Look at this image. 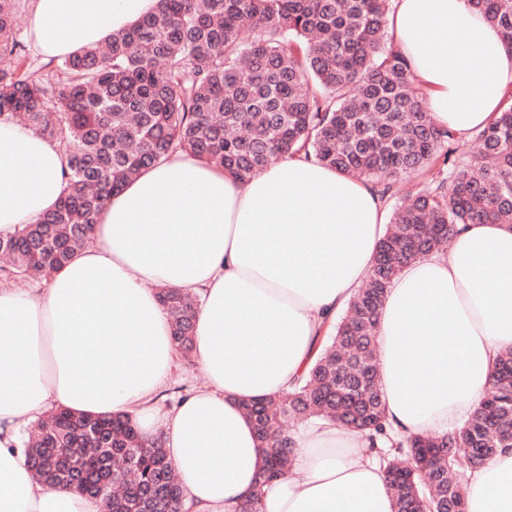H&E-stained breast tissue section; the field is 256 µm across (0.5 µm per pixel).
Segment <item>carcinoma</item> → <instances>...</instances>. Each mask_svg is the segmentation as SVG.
I'll use <instances>...</instances> for the list:
<instances>
[{
    "label": "carcinoma",
    "instance_id": "cac0c4a2",
    "mask_svg": "<svg viewBox=\"0 0 512 512\" xmlns=\"http://www.w3.org/2000/svg\"><path fill=\"white\" fill-rule=\"evenodd\" d=\"M0 0V119L21 118L68 152L56 207L0 235V278L43 280L93 238L100 212L131 178L163 157L192 155L246 181L288 155L372 183L393 205L365 285L329 325L308 372L285 396L245 404L266 445L261 479L290 466L284 421L360 420L381 453L394 512H466L476 454L512 448V348L498 356L480 406L446 435L391 434L378 378L375 330L401 267L445 249L459 224L512 222V94L502 113L459 151L438 129L404 56L390 46L391 0H158L121 35L44 64L29 60ZM512 50V0H468ZM172 336L188 355L195 305L165 289ZM34 475L97 496L109 512L180 508L182 491L162 442L127 415L60 411L29 433Z\"/></svg>",
    "mask_w": 512,
    "mask_h": 512
}]
</instances>
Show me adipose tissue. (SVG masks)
<instances>
[{"instance_id": "1", "label": "adipose tissue", "mask_w": 512, "mask_h": 512, "mask_svg": "<svg viewBox=\"0 0 512 512\" xmlns=\"http://www.w3.org/2000/svg\"><path fill=\"white\" fill-rule=\"evenodd\" d=\"M157 0H34L45 58L128 30ZM388 31L434 124L465 139L512 88V51L468 0H392ZM66 154L0 120V234L34 223L67 182ZM371 183L313 161L277 160L247 181L181 153L115 194L43 287L0 286V512H106L101 498L37 480L20 432L49 411L129 413L161 439L181 512H393L364 433L315 418L293 430L286 473L264 483L244 403L287 394L326 325L366 281L387 229ZM164 288L197 293L193 357L207 383L159 412L177 350ZM387 418L404 435L461 425L512 348V224H464L446 250L405 265L376 329ZM467 512H512V449L475 468Z\"/></svg>"}]
</instances>
